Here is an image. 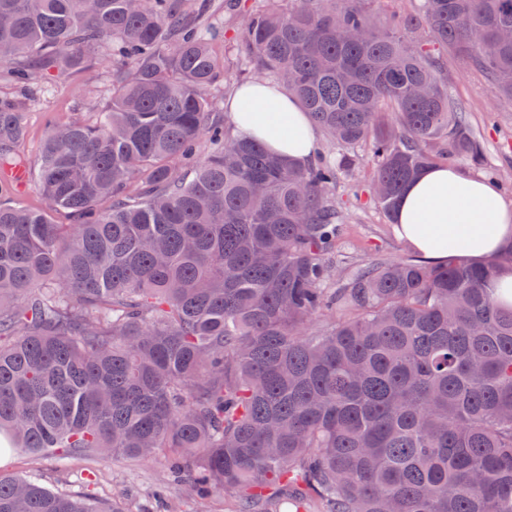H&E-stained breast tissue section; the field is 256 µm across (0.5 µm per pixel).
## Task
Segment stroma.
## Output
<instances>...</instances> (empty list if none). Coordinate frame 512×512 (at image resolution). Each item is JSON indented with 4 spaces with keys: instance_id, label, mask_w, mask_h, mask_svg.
<instances>
[{
    "instance_id": "stroma-1",
    "label": "stroma",
    "mask_w": 512,
    "mask_h": 512,
    "mask_svg": "<svg viewBox=\"0 0 512 512\" xmlns=\"http://www.w3.org/2000/svg\"><path fill=\"white\" fill-rule=\"evenodd\" d=\"M107 69V63L101 60L88 71L40 77L26 86L15 84L0 73V96L26 100L28 127V138L17 149L26 178L23 183L10 184L0 191V202L30 208L43 206L44 200L30 173L37 165L44 133L53 123L63 124L74 118L95 120L91 90L98 76ZM448 83L453 94L464 103L469 121L480 132L486 148V168L478 169L463 162L460 170L486 180L497 179L505 203L512 207V105L502 102L495 86L477 72L457 64L448 66ZM372 176L371 167L361 166L336 189L337 196L344 198L355 193L361 199L360 205L348 209L345 235L336 250L335 262L342 273L376 258L400 260L411 254L395 225L389 223L373 202ZM0 468L21 478L38 480L61 493L89 492L108 502L118 499L132 512H163V499L158 496L162 490L179 505L181 512H224L223 496L202 504L188 497V476L172 478L161 456L149 462H137L122 457L110 461L64 459L52 453L37 457L18 452L1 461Z\"/></svg>"
}]
</instances>
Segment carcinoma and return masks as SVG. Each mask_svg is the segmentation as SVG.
Returning a JSON list of instances; mask_svg holds the SVG:
<instances>
[{"mask_svg":"<svg viewBox=\"0 0 512 512\" xmlns=\"http://www.w3.org/2000/svg\"><path fill=\"white\" fill-rule=\"evenodd\" d=\"M360 2L257 0L228 39L211 0H0L16 83L112 65L96 122L41 143L44 206L0 204L12 449L161 454L225 512H512V309L491 288L512 242L482 263L374 259L329 287L336 187L360 164L392 222L423 169L483 165L448 56L512 105V0H412L382 25ZM249 75L332 155L297 168L214 122ZM25 107L0 98V172ZM0 512L130 510L0 470Z\"/></svg>","mask_w":512,"mask_h":512,"instance_id":"cac0c4a2","label":"carcinoma"}]
</instances>
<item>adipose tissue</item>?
Wrapping results in <instances>:
<instances>
[{
	"mask_svg": "<svg viewBox=\"0 0 512 512\" xmlns=\"http://www.w3.org/2000/svg\"><path fill=\"white\" fill-rule=\"evenodd\" d=\"M224 107L238 133L263 142L294 166H306L318 150L308 116L278 86L252 81L230 94ZM276 110L287 114L288 125L274 134L269 123ZM396 231L428 260L458 254L485 261L512 239V209L495 183L435 166L407 186L397 207Z\"/></svg>",
	"mask_w": 512,
	"mask_h": 512,
	"instance_id": "obj_1",
	"label": "adipose tissue"
}]
</instances>
